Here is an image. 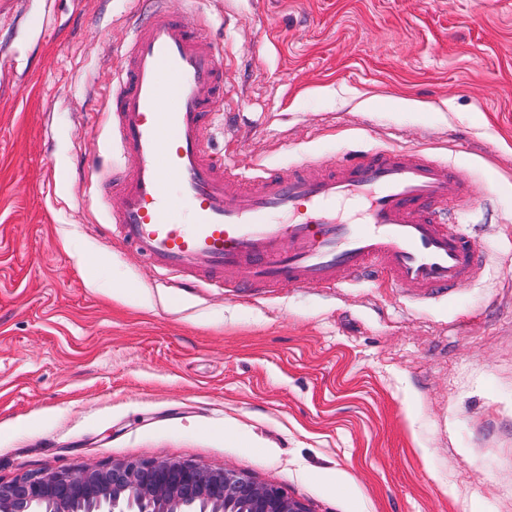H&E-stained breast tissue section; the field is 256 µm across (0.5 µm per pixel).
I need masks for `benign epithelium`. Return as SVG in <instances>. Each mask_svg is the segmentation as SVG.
Masks as SVG:
<instances>
[{
    "label": "benign epithelium",
    "mask_w": 512,
    "mask_h": 512,
    "mask_svg": "<svg viewBox=\"0 0 512 512\" xmlns=\"http://www.w3.org/2000/svg\"><path fill=\"white\" fill-rule=\"evenodd\" d=\"M24 482L10 497L0 494V512H72L89 488L103 489L90 512H182L196 501L204 512H309L282 488L227 468L188 460H114L94 467L18 477Z\"/></svg>",
    "instance_id": "obj_1"
}]
</instances>
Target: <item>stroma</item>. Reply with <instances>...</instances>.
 <instances>
[{"label":"stroma","mask_w":512,"mask_h":512,"mask_svg":"<svg viewBox=\"0 0 512 512\" xmlns=\"http://www.w3.org/2000/svg\"><path fill=\"white\" fill-rule=\"evenodd\" d=\"M141 0H0V482L162 458L309 512H512V0H195L209 149L418 147L490 257L448 294L179 289L112 236L102 113Z\"/></svg>","instance_id":"35a3bbf8"}]
</instances>
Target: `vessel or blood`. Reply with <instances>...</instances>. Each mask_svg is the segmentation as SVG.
Here are the masks:
<instances>
[{"label": "vessel or blood", "instance_id": "1", "mask_svg": "<svg viewBox=\"0 0 512 512\" xmlns=\"http://www.w3.org/2000/svg\"><path fill=\"white\" fill-rule=\"evenodd\" d=\"M130 23L106 110L134 160L113 184L112 234L174 285L203 271L209 287L226 288L244 271L251 288H339L352 274L428 295L476 274L481 254L445 215L463 188L454 168L402 147L325 169L216 160L208 134L224 108L220 43L204 22L166 9Z\"/></svg>", "mask_w": 512, "mask_h": 512}]
</instances>
